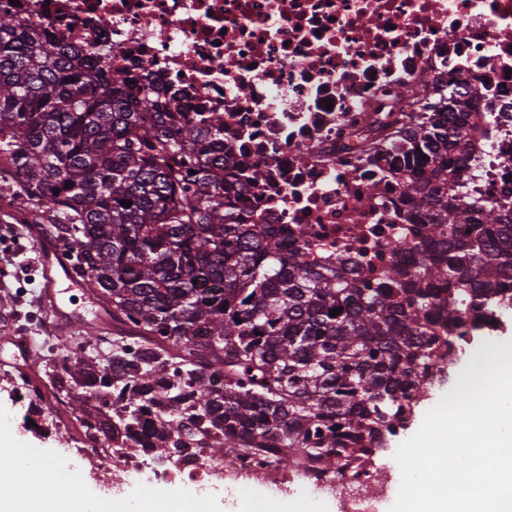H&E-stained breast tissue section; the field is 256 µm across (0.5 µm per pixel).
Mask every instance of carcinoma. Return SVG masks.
<instances>
[{"label": "carcinoma", "mask_w": 512, "mask_h": 512, "mask_svg": "<svg viewBox=\"0 0 512 512\" xmlns=\"http://www.w3.org/2000/svg\"><path fill=\"white\" fill-rule=\"evenodd\" d=\"M128 83L0 12V179L52 202L54 222L35 213L27 230L55 245L101 308L97 326L58 337L61 370L39 380L80 409L83 435L158 466L201 448L233 463L368 474L448 366L455 333L477 326L470 312L506 300L512 278V212L485 204L473 224L465 182L448 196V154H469L478 129L462 95L419 100L401 144L370 143L424 228L395 243L411 264L358 282L351 259L318 260L304 231L282 251L281 229L245 223L224 144L173 120L150 91L127 100ZM150 111L157 121L144 127ZM109 339L128 375L108 403L97 392ZM155 400L174 425L153 426Z\"/></svg>", "instance_id": "obj_1"}]
</instances>
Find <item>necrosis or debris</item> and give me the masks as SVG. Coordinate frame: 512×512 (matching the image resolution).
I'll return each mask as SVG.
<instances>
[{
  "label": "necrosis or debris",
  "mask_w": 512,
  "mask_h": 512,
  "mask_svg": "<svg viewBox=\"0 0 512 512\" xmlns=\"http://www.w3.org/2000/svg\"><path fill=\"white\" fill-rule=\"evenodd\" d=\"M0 10L123 72L129 96L151 90L177 120L220 118L235 174L263 172L236 207L248 223L287 228L283 245L299 227L327 261L350 257L378 274L411 261L392 246L416 220L397 173L369 161L365 119L389 133L411 123V101L430 84L460 87L487 130L458 163L476 199L512 209V168L501 162L512 151V0H0ZM509 318L511 308L484 307L457 351L490 341ZM76 454L129 480L149 464L97 440ZM222 470L198 451L156 470L154 483L204 492ZM298 479L350 491L351 512H375V474Z\"/></svg>",
  "instance_id": "1"
}]
</instances>
